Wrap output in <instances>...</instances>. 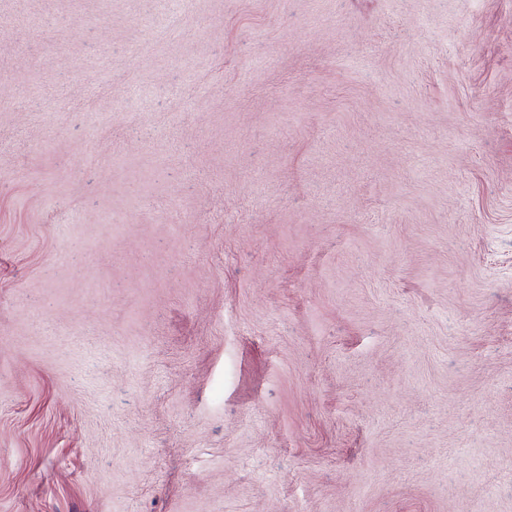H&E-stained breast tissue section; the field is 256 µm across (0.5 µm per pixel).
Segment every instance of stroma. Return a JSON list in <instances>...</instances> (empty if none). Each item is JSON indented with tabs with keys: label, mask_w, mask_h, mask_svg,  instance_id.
<instances>
[{
	"label": "stroma",
	"mask_w": 512,
	"mask_h": 512,
	"mask_svg": "<svg viewBox=\"0 0 512 512\" xmlns=\"http://www.w3.org/2000/svg\"><path fill=\"white\" fill-rule=\"evenodd\" d=\"M0 512H512V0H0Z\"/></svg>",
	"instance_id": "stroma-1"
}]
</instances>
